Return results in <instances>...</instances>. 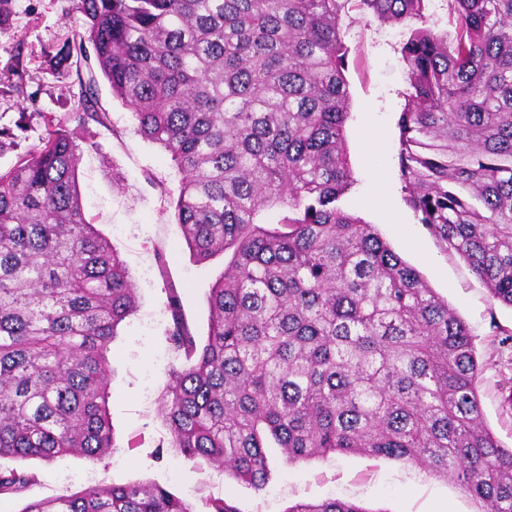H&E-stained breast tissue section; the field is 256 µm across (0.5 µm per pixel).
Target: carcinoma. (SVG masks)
I'll use <instances>...</instances> for the list:
<instances>
[{
    "mask_svg": "<svg viewBox=\"0 0 512 512\" xmlns=\"http://www.w3.org/2000/svg\"><path fill=\"white\" fill-rule=\"evenodd\" d=\"M350 0H78L67 54L97 65L180 176L176 215L198 261L232 251L208 296L205 342L177 296L168 329L184 363L162 405L174 447L254 489L266 443L290 463L355 453L451 479L479 512H512V448L483 420L470 328L375 226L340 206ZM384 23L417 21L401 53L405 201L512 307V0H357ZM94 89L22 146L0 128V459H90L113 447L108 353L137 308L123 261L83 214L81 143ZM75 124L69 128L68 124ZM283 212L268 227L262 212ZM34 475L0 469V495ZM22 512H194L159 486H99ZM288 512H368L351 501Z\"/></svg>",
    "mask_w": 512,
    "mask_h": 512,
    "instance_id": "carcinoma-1",
    "label": "carcinoma"
}]
</instances>
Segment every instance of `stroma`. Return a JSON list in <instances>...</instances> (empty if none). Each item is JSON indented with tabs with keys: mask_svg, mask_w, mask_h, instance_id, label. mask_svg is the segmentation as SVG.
I'll return each mask as SVG.
<instances>
[{
	"mask_svg": "<svg viewBox=\"0 0 512 512\" xmlns=\"http://www.w3.org/2000/svg\"><path fill=\"white\" fill-rule=\"evenodd\" d=\"M82 23L76 0H12L0 28V71L22 59L16 92H0V127L26 116L27 145L37 144L45 118L67 117L94 84L96 109L106 113L94 145L83 146L77 170L86 219L117 250L138 289V308L110 344L108 409L114 446L101 460L66 454L52 461L10 459L6 465L35 476L18 494L0 496V512H22L28 503L104 485L157 484L207 512L210 497H223L238 512H287L295 503L343 498L367 512H478L456 484L419 467L343 453L324 460L287 463L280 449L267 451L268 484L256 490L218 468L184 459L171 446L159 406L170 367L180 360L166 334L170 292L198 339L208 332L207 296L224 270L218 255L199 262L182 238L172 201L180 175L169 153L137 130L132 109L112 94L94 58L53 70ZM348 49L345 77L350 113L344 128L354 180L343 209L375 225L382 238L416 267L431 288L466 322L482 373L478 393L485 424L502 446L512 448V308L491 301L484 284L405 202L399 170L400 113L407 90L401 46L406 25H388L350 0L343 20Z\"/></svg>",
	"mask_w": 512,
	"mask_h": 512,
	"instance_id": "obj_1",
	"label": "stroma"
}]
</instances>
